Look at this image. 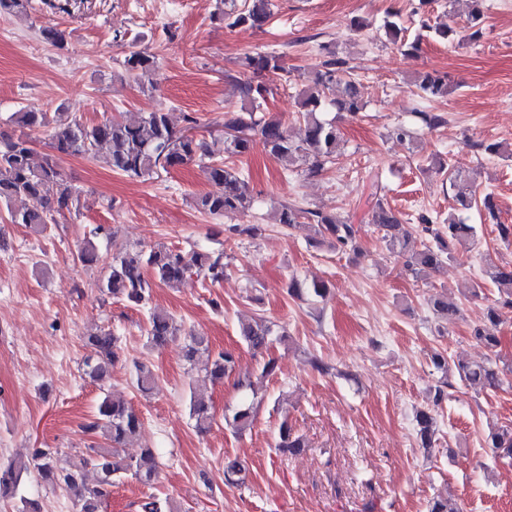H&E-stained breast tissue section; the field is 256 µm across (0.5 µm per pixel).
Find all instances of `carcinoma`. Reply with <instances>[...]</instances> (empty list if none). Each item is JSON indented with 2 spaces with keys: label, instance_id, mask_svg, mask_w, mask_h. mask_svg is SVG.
I'll use <instances>...</instances> for the list:
<instances>
[{
  "label": "carcinoma",
  "instance_id": "1",
  "mask_svg": "<svg viewBox=\"0 0 512 512\" xmlns=\"http://www.w3.org/2000/svg\"><path fill=\"white\" fill-rule=\"evenodd\" d=\"M484 0H470L471 9L467 25L461 29L450 20L447 24L427 29L425 37L451 40L455 37L470 41L482 34L485 22ZM224 19L227 26L241 25L260 28L268 20L266 0H224ZM382 28L389 39L409 51L419 50L422 36L413 39L405 37L404 28L389 13ZM326 59L299 75L303 90L298 99L299 114L303 120L304 136L295 142L288 126L278 120H260L256 113L262 110L270 90L262 84L251 81L237 85L240 97L247 102L239 112L224 113L225 154L229 158L246 154L250 150L252 134L261 136L268 153L284 166L299 161L309 176H320L328 165L336 161L342 139L336 121L326 114L337 112L357 116L363 111L360 83L351 76L347 63L336 56V51L325 46ZM126 70L143 79L149 76L155 66V57L145 51L133 52L124 60ZM243 66L255 72L281 70L285 81L291 73L285 70L280 56L273 53L248 55ZM451 80L448 75L424 72L415 79L416 88L428 97H442L448 94ZM185 130L174 125L170 113L164 108H155L144 113L140 121L127 123L114 118L93 126H86L77 120H58L49 133L50 148L58 153L85 155L91 158L104 154L112 171L131 179L148 181L161 172L198 164L215 190L196 198L197 207L213 216L230 219L244 218L253 210L256 200L250 192L242 173L222 159L206 154L204 142L196 139L190 131L200 127V120L192 112L183 115ZM10 122L19 129L17 134L0 133V205H9L16 199L27 201V206L10 213L11 222L29 226H42L55 220L76 207L79 192L58 172L50 158L41 163L34 162L35 148L26 129L47 126L50 121L44 112L19 109L12 113ZM424 172L446 176L455 191L457 202L464 209L482 203L485 215L498 219L494 196L480 191V187L455 175L449 165L438 155H431ZM278 223L292 227L306 224L314 236L327 239L341 248H357L359 230L337 216L318 209H305L285 203L278 209ZM371 223L382 232L390 252L403 258V267L409 274L418 277L434 272L445 263L458 260L459 248L476 236L474 225L465 224L453 218L446 224H435L426 215L418 217V224L411 228L402 222L390 207L379 203L372 213ZM228 264L224 263V252L192 251L189 253L157 245L148 250L122 249L112 256L107 275L99 290L116 299L134 305L145 303L154 285L177 288L184 278L197 274L213 284L224 281ZM496 286L498 297L488 306L485 320L472 329L473 338L480 344L493 349L501 344L495 334L499 324V308L512 309V266L506 268L488 264L486 270ZM433 312L447 322H454L461 315L458 304L448 301L447 296L437 292L430 296ZM179 328L174 319L163 311L149 313L146 334L148 342L162 348L177 336ZM238 336L247 348L259 352L275 341H284L288 331L264 319L244 320L239 324ZM87 354L83 359L84 374L93 381L102 380L121 357L119 337L112 332L100 330L84 339ZM208 349L205 340L191 336L184 346L185 360L193 365L202 350ZM434 368L441 373L434 387L433 406L441 404L448 396L447 388L452 386L451 378H458L463 384L480 394L496 389L502 377L512 374V362L499 356L480 363H459L455 368L448 366L447 357L435 354L431 358ZM236 367L233 352H218L205 366L206 376L213 382H222ZM156 378L145 366L138 368L136 384L140 391L153 390ZM235 386L241 393L239 404L224 414V424L236 434L251 429L255 420L254 400L257 397L253 375L238 377ZM190 412L195 427L205 432L212 426L214 415L211 405L197 399L190 403ZM416 439L422 448H431L435 443L437 421L430 410L415 413ZM141 415L126 402L107 397L99 403L96 412L83 424L84 431L91 437H102L110 442L108 448H88L86 455L71 461L51 448H37L30 459L12 461L0 466V498L16 496L23 475L34 469L47 483L59 487L73 497L76 512H103V505L110 496L112 486L131 476L144 484L151 483L159 471V460L155 451L144 448L140 454L128 457L122 448L134 442L141 432ZM488 447L494 454L512 457V426H503L488 436ZM305 447L304 440L292 432L287 423L280 426V441L277 449L282 453L296 454ZM94 472V482H89L87 473ZM246 483V467L237 458L224 459V484L241 487ZM141 512H182L167 499L151 497L142 503Z\"/></svg>",
  "mask_w": 512,
  "mask_h": 512
}]
</instances>
